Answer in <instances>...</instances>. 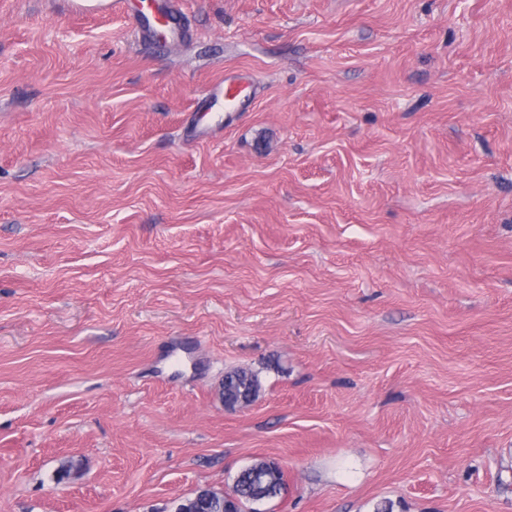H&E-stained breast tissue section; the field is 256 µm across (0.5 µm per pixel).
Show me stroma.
<instances>
[{
	"label": "stroma",
	"mask_w": 512,
	"mask_h": 512,
	"mask_svg": "<svg viewBox=\"0 0 512 512\" xmlns=\"http://www.w3.org/2000/svg\"><path fill=\"white\" fill-rule=\"evenodd\" d=\"M181 2L0 0V512H512V0ZM243 389H251L256 395L258 382L252 373L237 370L224 377L223 397L235 398ZM275 463L272 460L257 459L237 475L230 493H227L235 508L233 512H255L249 506L254 505L256 498L270 500L281 493L285 485L284 473H270V467Z\"/></svg>",
	"instance_id": "stroma-1"
}]
</instances>
